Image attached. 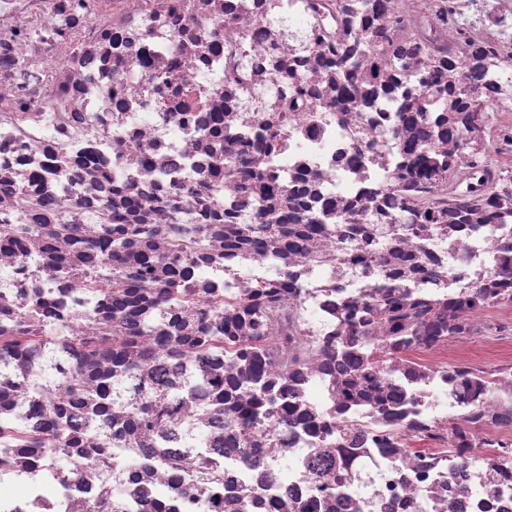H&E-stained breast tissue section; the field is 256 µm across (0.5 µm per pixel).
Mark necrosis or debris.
<instances>
[{
  "label": "necrosis or debris",
  "mask_w": 512,
  "mask_h": 512,
  "mask_svg": "<svg viewBox=\"0 0 512 512\" xmlns=\"http://www.w3.org/2000/svg\"><path fill=\"white\" fill-rule=\"evenodd\" d=\"M0 224V512H512V0H0Z\"/></svg>",
  "instance_id": "4bbe7bcc"
}]
</instances>
